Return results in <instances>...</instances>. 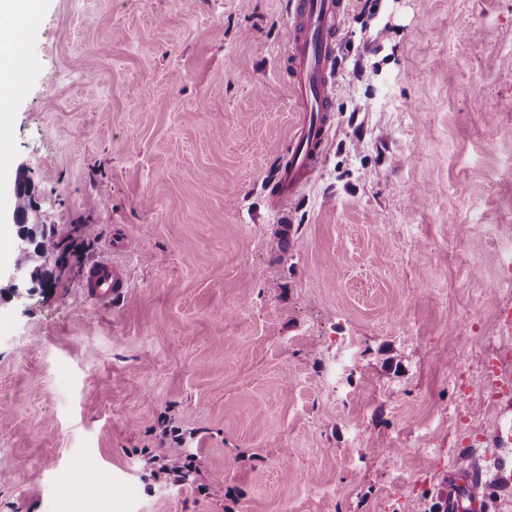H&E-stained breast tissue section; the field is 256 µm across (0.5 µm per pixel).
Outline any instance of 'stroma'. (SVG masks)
Here are the masks:
<instances>
[{
  "mask_svg": "<svg viewBox=\"0 0 512 512\" xmlns=\"http://www.w3.org/2000/svg\"><path fill=\"white\" fill-rule=\"evenodd\" d=\"M289 3L40 0L0 222L26 165L60 261L0 296V512H440L493 472L454 420L512 429V400L455 380L512 344V0H347L285 247ZM119 239L129 288L91 302ZM165 424L193 483L146 463Z\"/></svg>",
  "mask_w": 512,
  "mask_h": 512,
  "instance_id": "obj_1",
  "label": "stroma"
}]
</instances>
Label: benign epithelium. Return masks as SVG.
I'll list each match as a JSON object with an SVG mask.
<instances>
[{
	"label": "benign epithelium",
	"instance_id": "obj_1",
	"mask_svg": "<svg viewBox=\"0 0 512 512\" xmlns=\"http://www.w3.org/2000/svg\"><path fill=\"white\" fill-rule=\"evenodd\" d=\"M18 173L13 195L27 199V203L23 210L13 212V221L22 227V234L33 247L23 252L8 275L6 288L14 293L22 288L32 292L37 288L50 287V281L41 278V274L55 263L54 254L37 247V237L47 233L48 225L42 220L34 202L35 183L24 169H19Z\"/></svg>",
	"mask_w": 512,
	"mask_h": 512
}]
</instances>
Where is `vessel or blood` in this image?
I'll list each match as a JSON object with an SVG mask.
<instances>
[{"label": "vessel or blood", "mask_w": 512, "mask_h": 512, "mask_svg": "<svg viewBox=\"0 0 512 512\" xmlns=\"http://www.w3.org/2000/svg\"><path fill=\"white\" fill-rule=\"evenodd\" d=\"M345 14V0H291L288 63L302 120L293 136L294 146L278 172L275 203L278 221L284 226L290 221L289 202L323 162L324 143L334 119L330 78L335 38ZM81 286L91 300L110 302L128 286L125 268L110 259H95L86 267Z\"/></svg>", "instance_id": "vessel-or-blood-1"}]
</instances>
